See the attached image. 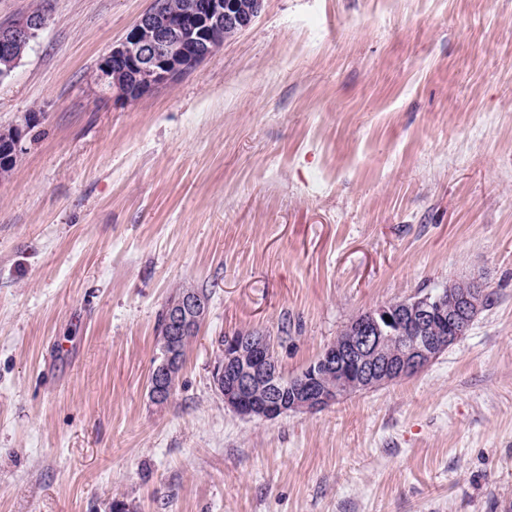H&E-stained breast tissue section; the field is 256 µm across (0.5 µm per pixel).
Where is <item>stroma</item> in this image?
<instances>
[{
  "instance_id": "stroma-1",
  "label": "stroma",
  "mask_w": 512,
  "mask_h": 512,
  "mask_svg": "<svg viewBox=\"0 0 512 512\" xmlns=\"http://www.w3.org/2000/svg\"><path fill=\"white\" fill-rule=\"evenodd\" d=\"M152 0H0L46 26L0 81V512H512V0H264L139 100L96 82ZM34 129H27L29 117ZM491 295L423 371L248 420L222 336L300 373L353 318ZM209 314L168 402L179 287ZM185 288L182 286L175 289L159 315L158 343L160 349L163 348L160 352L159 362L151 375L149 390L152 401L158 405L165 404L170 398L168 382L181 368L179 336L185 356L186 349L196 336L198 329L195 332L192 331L206 319L209 313V301L194 290L187 291L179 302L172 304L181 297ZM186 333H188L186 336H182ZM168 336L170 338L164 345Z\"/></svg>"
}]
</instances>
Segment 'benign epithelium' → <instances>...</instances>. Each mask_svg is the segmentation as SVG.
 I'll return each instance as SVG.
<instances>
[{"label": "benign epithelium", "mask_w": 512, "mask_h": 512, "mask_svg": "<svg viewBox=\"0 0 512 512\" xmlns=\"http://www.w3.org/2000/svg\"><path fill=\"white\" fill-rule=\"evenodd\" d=\"M263 0H184L168 14L153 6L142 14L125 38L102 58L98 81L124 101H135L154 88L173 82L188 67L215 55L223 42L246 30ZM46 21L29 13L0 27V59L17 62L18 49L32 41ZM484 309V295L436 293L382 305L349 323V335L327 346L299 374L286 379L267 337L228 336L211 371L224 406L246 419L272 420L287 413L321 410L338 399L412 376L464 336ZM209 313V301L189 290L168 308L170 338L163 346L150 380V396L158 405L170 398L169 380L180 370L178 338L193 331ZM391 321H386V318ZM447 320L448 335L425 336L436 318ZM403 345L397 359L385 354L386 336ZM265 389L258 400L254 392Z\"/></svg>", "instance_id": "obj_1"}]
</instances>
